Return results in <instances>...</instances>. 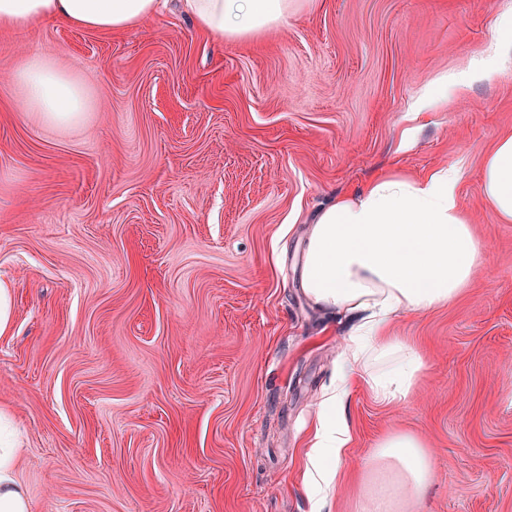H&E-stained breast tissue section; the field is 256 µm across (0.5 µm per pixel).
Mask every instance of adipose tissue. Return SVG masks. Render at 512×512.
Instances as JSON below:
<instances>
[{
    "label": "adipose tissue",
    "instance_id": "obj_1",
    "mask_svg": "<svg viewBox=\"0 0 512 512\" xmlns=\"http://www.w3.org/2000/svg\"><path fill=\"white\" fill-rule=\"evenodd\" d=\"M293 0H182L196 26L217 40L241 41L277 29ZM165 0H0V29L52 19L85 31L114 33L158 14ZM494 52L436 83L462 92L512 63V18L493 27ZM11 81L21 111L45 126L79 121L89 99L83 84L49 56L23 57ZM460 174L442 166L419 178L388 175L354 193L337 195L311 224L301 266L307 299L335 317L351 319L335 390L321 404L308 455L326 483L340 482L352 440L343 411L355 381L379 399H405L425 368L418 350L391 332L395 318L442 308L469 288L485 250L464 217L456 186ZM481 194L502 222H512V133L498 138L484 163ZM22 451L7 412L0 410V512H31L17 475ZM433 457L408 432L383 436L362 464L361 512H423Z\"/></svg>",
    "mask_w": 512,
    "mask_h": 512
}]
</instances>
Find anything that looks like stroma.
<instances>
[{
    "mask_svg": "<svg viewBox=\"0 0 512 512\" xmlns=\"http://www.w3.org/2000/svg\"><path fill=\"white\" fill-rule=\"evenodd\" d=\"M512 0H304L276 31L209 40L167 0L112 35L0 31V409L32 512H359L356 471L393 431L429 447L424 512H512V223L480 195L512 131V67L414 107L484 56ZM74 66L91 109L19 111L18 59ZM456 166L486 266L397 320L422 350L393 404L353 387L345 479L303 476L349 325L298 276L317 210L386 173Z\"/></svg>",
    "mask_w": 512,
    "mask_h": 512,
    "instance_id": "obj_1",
    "label": "stroma"
}]
</instances>
